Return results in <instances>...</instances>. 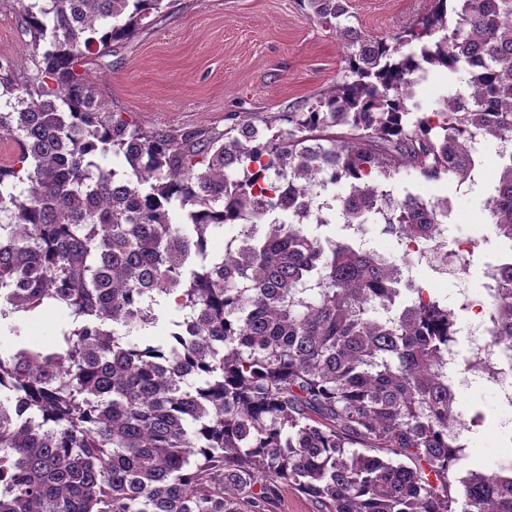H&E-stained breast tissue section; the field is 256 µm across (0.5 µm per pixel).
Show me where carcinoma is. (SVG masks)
Returning <instances> with one entry per match:
<instances>
[{"label":"carcinoma","instance_id":"cac0c4a2","mask_svg":"<svg viewBox=\"0 0 512 512\" xmlns=\"http://www.w3.org/2000/svg\"><path fill=\"white\" fill-rule=\"evenodd\" d=\"M11 2L35 74L0 63L16 147L0 319L60 304L72 326L52 349H0V512H265L282 485L320 512H512V461L457 476L448 373L472 308L512 348V288L450 307L403 279L449 201L386 189L402 166L471 184L475 147H493L482 242L512 244V0H433L389 42L361 37L345 0H304L344 38L349 78L288 132L243 119L234 135L146 131L85 79L169 0ZM429 68L465 80L421 112L410 88ZM338 218L379 225L397 256L316 235ZM171 297L183 317L163 343L126 340Z\"/></svg>","mask_w":512,"mask_h":512}]
</instances>
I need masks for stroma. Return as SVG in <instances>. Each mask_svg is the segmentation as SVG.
<instances>
[{"label":"stroma","mask_w":512,"mask_h":512,"mask_svg":"<svg viewBox=\"0 0 512 512\" xmlns=\"http://www.w3.org/2000/svg\"><path fill=\"white\" fill-rule=\"evenodd\" d=\"M430 0H347L349 23L362 35L389 37L414 26ZM30 37L8 0H0V62L34 73ZM347 74L339 34L311 17L300 0H179L166 20L116 45L89 64L86 75L105 111L139 126L180 134L224 131L250 116L287 129L286 113L330 92ZM394 196L448 197L445 250L459 236H481L480 190L400 170L388 184ZM71 323L51 309L0 322V344L47 345ZM463 412H481L480 426L463 443L468 460L494 467L512 458V408L492 384L460 388Z\"/></svg>","instance_id":"stroma-1"}]
</instances>
